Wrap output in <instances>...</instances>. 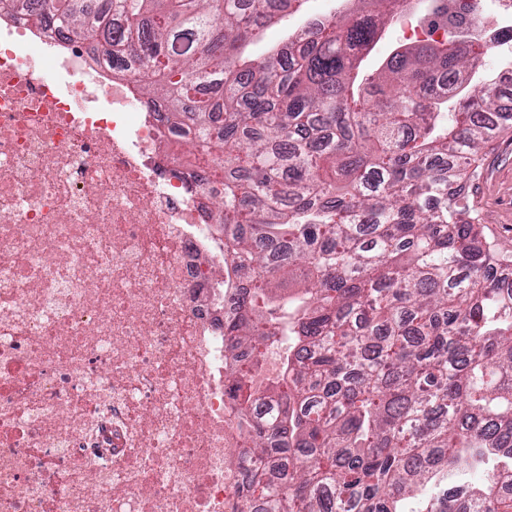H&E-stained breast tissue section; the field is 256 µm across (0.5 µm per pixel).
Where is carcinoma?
Returning a JSON list of instances; mask_svg holds the SVG:
<instances>
[{"instance_id": "carcinoma-1", "label": "carcinoma", "mask_w": 512, "mask_h": 512, "mask_svg": "<svg viewBox=\"0 0 512 512\" xmlns=\"http://www.w3.org/2000/svg\"><path fill=\"white\" fill-rule=\"evenodd\" d=\"M116 26L73 0H34L35 21L92 41L121 72L139 63L146 104L187 126L224 168V246L254 272L224 320L247 359L226 395L251 455L230 512H512V281L477 236L466 185L512 113L479 78L498 46L469 32L421 41L360 71L392 15L351 0L245 61L275 13L262 0H109ZM277 374L258 378L269 356ZM263 397L273 420L252 418ZM278 457L268 484L252 457ZM485 466L483 482L431 486Z\"/></svg>"}]
</instances>
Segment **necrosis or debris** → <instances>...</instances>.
Here are the masks:
<instances>
[{
    "instance_id": "1",
    "label": "necrosis or debris",
    "mask_w": 512,
    "mask_h": 512,
    "mask_svg": "<svg viewBox=\"0 0 512 512\" xmlns=\"http://www.w3.org/2000/svg\"><path fill=\"white\" fill-rule=\"evenodd\" d=\"M93 45L0 5V512H226L246 282L174 136Z\"/></svg>"
}]
</instances>
